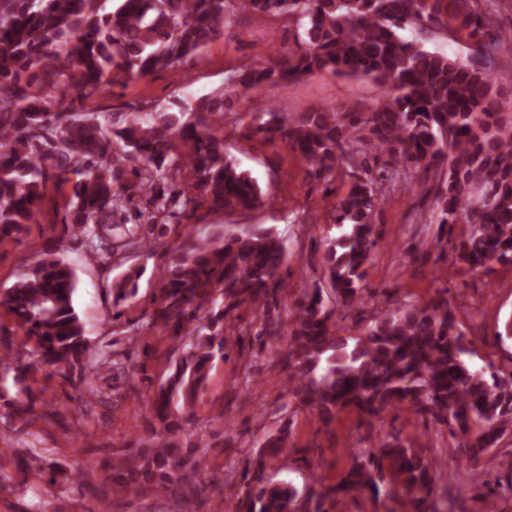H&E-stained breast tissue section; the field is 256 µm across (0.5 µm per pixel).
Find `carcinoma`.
<instances>
[{"label": "carcinoma", "instance_id": "carcinoma-1", "mask_svg": "<svg viewBox=\"0 0 512 512\" xmlns=\"http://www.w3.org/2000/svg\"><path fill=\"white\" fill-rule=\"evenodd\" d=\"M454 0L455 29L474 41V59H451L404 31L444 27L439 0H0V244L37 223L48 183L71 184L63 229L87 241L106 265L130 251H155L169 225L200 199L216 213L253 210L259 185L224 151L211 127L224 121V98L246 100L270 80L299 81L330 69L370 79L384 97L368 112L323 106L280 112L255 104L252 135L279 140L298 153L307 177L329 182L346 164L353 184L333 212L337 237L320 241L326 287L308 288L283 319L278 298L288 290L286 246L261 224H218L166 252L147 326L175 339L170 375L150 396L151 434L134 438L95 467L117 494L172 495L192 503L224 481L202 466L203 403L211 369L229 358L231 312L249 307L261 325L236 343L285 339L288 402L329 426L340 412L368 421L404 406L448 430L469 460L512 436V373L473 365V354L448 299L425 303L378 296L365 265L381 241L373 213L393 191L433 196V246L475 274L512 261V113L496 107L492 78L500 45L512 33L489 29L480 2ZM237 12L296 17L301 45L267 63L235 71L225 94L201 97L177 112H79L74 103L104 85L201 62ZM191 174L190 183L177 175ZM146 195L134 225L117 215ZM465 225L458 240L452 226ZM142 269L112 282L113 319L136 299ZM74 270L48 244L0 297V308L23 332L26 346L0 343V401L25 422L50 413L27 381L65 368L77 372L83 408L111 401L96 385L106 371L129 380L146 375L105 344L84 334L73 305ZM372 307L365 314L366 307ZM354 316L355 336L339 335L337 320ZM287 430L253 441L256 456L241 460L234 512H341L345 498L391 497L404 489L417 512H440L431 498L438 457H425L385 437L358 448L340 481L300 491L264 475L263 457L288 447Z\"/></svg>", "mask_w": 512, "mask_h": 512}]
</instances>
